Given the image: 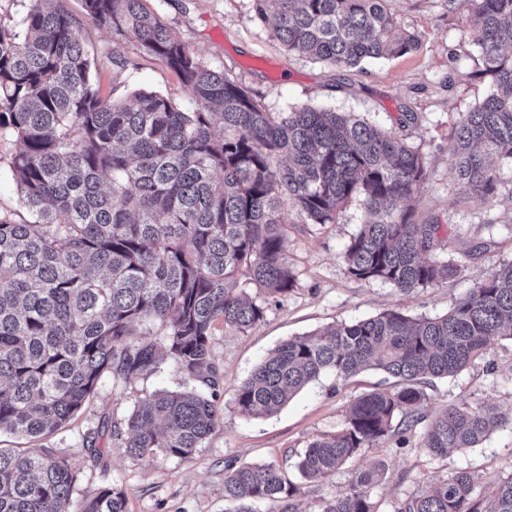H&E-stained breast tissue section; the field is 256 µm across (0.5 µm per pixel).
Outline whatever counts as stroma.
<instances>
[{"instance_id":"stroma-1","label":"stroma","mask_w":512,"mask_h":512,"mask_svg":"<svg viewBox=\"0 0 512 512\" xmlns=\"http://www.w3.org/2000/svg\"><path fill=\"white\" fill-rule=\"evenodd\" d=\"M63 4L81 28L103 98L125 99L132 91L145 89L185 102L175 75L141 55L133 40L89 19L83 0H63ZM146 5L205 64L232 72L269 111L328 107L390 130L396 129L400 113H417V123L404 133L425 158L428 177L419 187L413 209L419 219L435 217L447 225L444 253L455 258L460 271L446 282L410 293L380 281L355 280L346 270L343 252L359 229L360 202L349 201L332 224H307L291 214L287 251L296 274L293 291L269 302L264 318L247 333L223 328L212 338L221 373L222 419L204 447L183 459L134 460L119 441L109 439L102 465H92L83 439L100 419L121 424L143 398L159 389L183 388L187 382L169 359L127 385L104 380L69 427L45 441L46 447L76 466L77 497L115 486L125 493L126 512H233V504L224 499V466L230 460L239 465L276 463L299 485V512H319L324 501L347 491L354 473L376 467L381 470L371 487L376 512H398L410 495L456 469L474 472L478 493L490 494L512 477L510 338H492L482 359L454 377L433 379L428 387L429 416L439 415L451 404H467L495 406L507 418L476 447L445 457L430 456L418 435L403 448L386 440L351 458L329 478L302 481L296 463L309 443L340 431L350 403L358 396L392 384V377L380 370H366L347 380L324 374L266 417L244 416L234 405L240 382L282 340L387 310L411 316L444 315L489 273L512 262V160H496L501 183L489 201H461L449 166L448 148L460 113L482 104L493 89L490 78L481 74L480 52L470 36L475 29L473 6L452 9L448 0H388L389 12L402 31L415 37L416 49L401 57L342 68L287 54L273 30L254 21L252 0H146ZM116 49L128 61L120 72L112 67ZM476 245L481 253L473 259L465 257V250Z\"/></svg>"}]
</instances>
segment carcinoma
Returning <instances> with one entry per match:
<instances>
[{"instance_id":"obj_1","label":"carcinoma","mask_w":512,"mask_h":512,"mask_svg":"<svg viewBox=\"0 0 512 512\" xmlns=\"http://www.w3.org/2000/svg\"><path fill=\"white\" fill-rule=\"evenodd\" d=\"M387 0H254L292 54L340 67L412 51ZM475 4V41L496 87L461 114L449 148L460 195L490 200L500 176L489 157L512 158V0ZM92 20L133 40L173 72L189 106L160 91L106 100L80 28L60 0H31L17 25L0 24V142L18 149L6 173L17 207H0V432L40 441L64 428L105 377L130 383L172 359L197 387L158 390L126 420H102L86 436H124L133 459L186 458L217 426L218 324L246 332L264 301L237 288L248 278L268 298L288 296L296 275L284 224H332L351 199L363 206L345 247L348 274L409 293L445 282L457 262L430 261L442 225L414 219L427 169L404 137L331 109L270 112L231 74L207 66L144 4L84 0ZM494 336L512 338V262L501 265L439 317L389 310L323 333L282 341L238 386L248 417L277 413L326 372L368 368L395 379L355 399L344 428L312 441L297 464L318 481L365 448H400L423 429L433 457L473 448L500 423L493 407L451 405L428 418L424 385L481 358ZM78 471L53 449L0 448V512H125V494L102 487L75 499ZM375 473L354 476L321 512H375ZM477 477L449 473L399 512H512V478L489 496ZM299 488L273 464L224 466V499L295 512Z\"/></svg>"}]
</instances>
